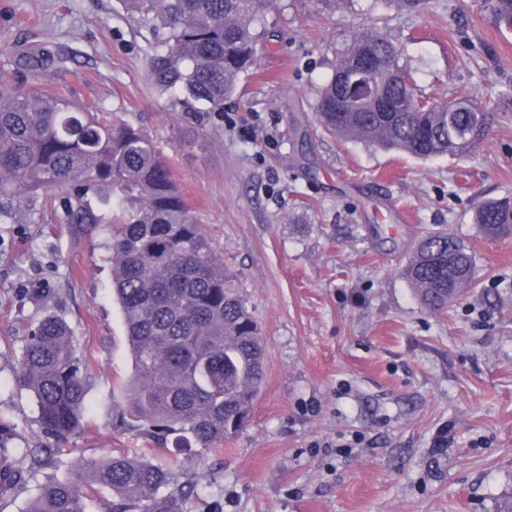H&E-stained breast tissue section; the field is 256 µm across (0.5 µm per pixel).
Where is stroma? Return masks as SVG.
Returning a JSON list of instances; mask_svg holds the SVG:
<instances>
[{
    "mask_svg": "<svg viewBox=\"0 0 512 512\" xmlns=\"http://www.w3.org/2000/svg\"><path fill=\"white\" fill-rule=\"evenodd\" d=\"M273 32L220 112L150 90L155 39L131 0H0L8 49L64 57L68 97L111 108L163 147L192 215L259 322L265 378L245 427L220 450L161 449L123 425L124 326L112 298L110 227L0 224V421L39 432L14 383L37 320L67 321L96 370L83 429L0 512L38 484L78 478L120 452L197 478L189 512H504L512 502V236L483 237L485 200L512 198V31L486 0H275ZM385 34L418 95L464 90L496 105L463 158H413L339 141L315 120L316 88L363 28ZM444 230L474 250L475 280L427 312L401 271Z\"/></svg>",
    "mask_w": 512,
    "mask_h": 512,
    "instance_id": "obj_1",
    "label": "stroma"
}]
</instances>
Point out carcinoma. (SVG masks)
<instances>
[{"instance_id":"1","label":"carcinoma","mask_w":512,"mask_h":512,"mask_svg":"<svg viewBox=\"0 0 512 512\" xmlns=\"http://www.w3.org/2000/svg\"><path fill=\"white\" fill-rule=\"evenodd\" d=\"M161 33L147 57L153 89L206 112L224 111L238 77L257 61L269 34L261 27L273 0H134ZM499 27L512 31V0H489ZM376 62L373 99L350 97L339 81L363 52ZM23 79L61 76L44 46L18 51ZM477 110L466 134L448 133L447 113ZM316 114L340 138L396 148L427 159L464 157L495 119L489 106L462 93L428 106L418 99L398 48L374 28L361 30L317 90ZM52 216L62 224L111 225L113 293L120 305L132 371L121 386L125 424L172 439L185 454L208 451L245 424L265 374L256 320L224 272L156 141L140 126L98 103H77L59 89L0 81V224L18 215ZM474 223L482 235L512 234V200L483 202ZM403 275L434 313L464 295L475 275L471 246L429 231ZM93 364L76 352L66 320L37 322L17 360L15 384L30 392L46 441L19 448L0 423V492L27 485L51 462V441L78 433L86 413ZM170 474L124 454L89 459L77 481L39 485L25 512H86L84 487H105L137 512H187L194 479L169 490Z\"/></svg>"}]
</instances>
